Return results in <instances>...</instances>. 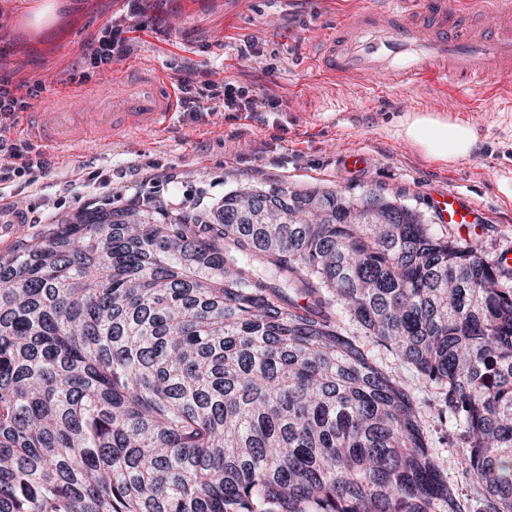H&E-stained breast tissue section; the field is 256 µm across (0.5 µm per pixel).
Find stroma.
<instances>
[{
  "instance_id": "35a3bbf8",
  "label": "stroma",
  "mask_w": 512,
  "mask_h": 512,
  "mask_svg": "<svg viewBox=\"0 0 512 512\" xmlns=\"http://www.w3.org/2000/svg\"><path fill=\"white\" fill-rule=\"evenodd\" d=\"M58 20L41 30L22 20L30 0H0V79L15 86L42 84L41 101L80 85L81 60L100 29L123 24L128 49L113 69L137 63L177 78L232 84L258 99L274 98L272 112H214L190 119L175 111L164 126L112 139L96 138L72 151H50V173L32 187L0 186V196L19 203L24 224L0 226V253L19 240L47 231L57 218L112 204L126 208L143 192L168 207L217 203L245 185L384 187L430 224L433 198L461 193L479 212L470 226L447 224L458 238L480 236L497 255H512V76L494 80L496 94L476 105L449 107L434 87L369 101L357 87L322 77L311 63L337 16L362 0H63ZM433 110L471 124L478 149L448 167L424 159L396 134L397 117ZM361 151L368 169L351 173L343 156ZM109 175L100 189L90 173ZM58 200L46 209L44 202ZM422 420L448 486L475 512L483 491L466 476L458 448L445 443L451 424L431 411Z\"/></svg>"
}]
</instances>
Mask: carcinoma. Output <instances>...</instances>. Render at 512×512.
<instances>
[{"label": "carcinoma", "instance_id": "carcinoma-1", "mask_svg": "<svg viewBox=\"0 0 512 512\" xmlns=\"http://www.w3.org/2000/svg\"><path fill=\"white\" fill-rule=\"evenodd\" d=\"M512 512V267L382 188L84 211L0 254V512ZM365 340L372 348L377 360L418 400L432 401L434 399L433 389L427 385L417 372L395 361L388 352L382 348L380 349L367 338ZM422 420L429 436L430 447L442 464L449 488L465 503L468 511H474L483 498V491L464 473L459 459V449L452 447L449 440L448 444L445 443L442 438L446 436V432H448V438H451L452 425L449 422H441L428 408L422 412Z\"/></svg>", "mask_w": 512, "mask_h": 512}]
</instances>
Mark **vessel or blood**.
I'll list each match as a JSON object with an SVG mask.
<instances>
[{
  "label": "vessel or blood",
  "instance_id": "b4317fda",
  "mask_svg": "<svg viewBox=\"0 0 512 512\" xmlns=\"http://www.w3.org/2000/svg\"><path fill=\"white\" fill-rule=\"evenodd\" d=\"M315 59L324 76L376 93L444 86L451 101H478L492 78L512 74V0H492L479 14L455 0H365L337 21ZM115 92L120 103L106 112L77 111L78 100L95 98L87 89L57 95L25 113L21 131L46 148L64 149L161 127L177 105L174 80L141 66L114 73L103 94ZM435 207L446 223L476 221L475 208L458 192H439Z\"/></svg>",
  "mask_w": 512,
  "mask_h": 512
}]
</instances>
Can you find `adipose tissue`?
<instances>
[{"instance_id":"adipose-tissue-1","label":"adipose tissue","mask_w":512,"mask_h":512,"mask_svg":"<svg viewBox=\"0 0 512 512\" xmlns=\"http://www.w3.org/2000/svg\"><path fill=\"white\" fill-rule=\"evenodd\" d=\"M397 135L426 159L448 165L469 158L477 148L471 125L436 112L405 113L398 120Z\"/></svg>"}]
</instances>
